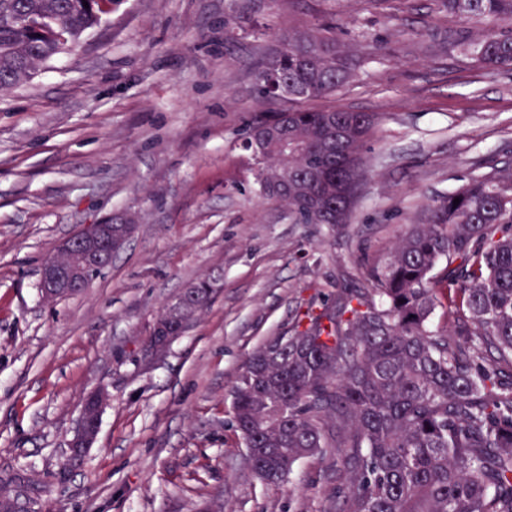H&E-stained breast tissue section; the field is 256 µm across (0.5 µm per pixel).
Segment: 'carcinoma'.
<instances>
[{"instance_id":"carcinoma-1","label":"carcinoma","mask_w":512,"mask_h":512,"mask_svg":"<svg viewBox=\"0 0 512 512\" xmlns=\"http://www.w3.org/2000/svg\"><path fill=\"white\" fill-rule=\"evenodd\" d=\"M112 2L0 0V89L73 50ZM442 2L450 16L499 26L448 34L472 64L512 69V0ZM46 16L56 25H20ZM356 68L332 34H282L255 66V90L272 98L280 75L305 92L243 130L247 150L263 134L300 142L286 150L269 139L257 159L259 194L330 233L349 222L360 197V151L377 117L300 103L336 93ZM283 169L294 181L282 191L274 178ZM367 281L310 301L288 335L246 359L232 408L251 471L281 485L302 459L328 457L336 512H512V168L429 206ZM440 305L448 330L434 332L428 322ZM15 486L25 477L0 473L1 491Z\"/></svg>"}]
</instances>
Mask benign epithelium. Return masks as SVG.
Returning <instances> with one entry per match:
<instances>
[{
	"label": "benign epithelium",
	"mask_w": 512,
	"mask_h": 512,
	"mask_svg": "<svg viewBox=\"0 0 512 512\" xmlns=\"http://www.w3.org/2000/svg\"><path fill=\"white\" fill-rule=\"evenodd\" d=\"M135 225L124 218H109L95 224H85L76 233L51 249L43 262L42 297L54 302L74 296L89 287V272L99 264L112 259L129 241ZM106 390L100 388L84 402L78 427L71 441L74 454L93 446L98 427L90 423L93 415H101Z\"/></svg>",
	"instance_id": "obj_1"
}]
</instances>
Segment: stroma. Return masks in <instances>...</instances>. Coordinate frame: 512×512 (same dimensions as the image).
<instances>
[{
	"label": "stroma",
	"mask_w": 512,
	"mask_h": 512,
	"mask_svg": "<svg viewBox=\"0 0 512 512\" xmlns=\"http://www.w3.org/2000/svg\"><path fill=\"white\" fill-rule=\"evenodd\" d=\"M325 22L360 65L323 106L380 116L332 236L258 197L241 137L275 109L253 90L257 58ZM462 26L439 0H115L75 51L0 91V471L30 477L38 512H335L327 461L285 487L253 475L231 389L311 299L363 284L425 206L512 168V69L427 49ZM114 214L136 221L126 247L81 294L44 301L45 255ZM209 275L211 305L148 356L154 321ZM101 386L97 441L69 462Z\"/></svg>",
	"instance_id": "1"
}]
</instances>
